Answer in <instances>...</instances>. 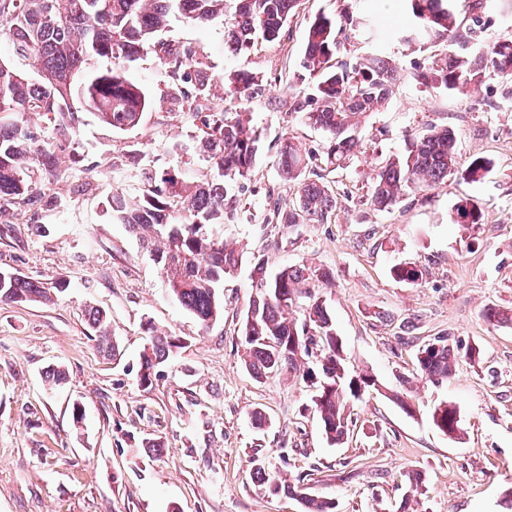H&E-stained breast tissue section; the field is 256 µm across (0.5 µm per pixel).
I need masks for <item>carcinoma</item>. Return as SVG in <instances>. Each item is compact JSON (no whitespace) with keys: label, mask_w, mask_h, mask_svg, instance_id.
Returning <instances> with one entry per match:
<instances>
[{"label":"carcinoma","mask_w":512,"mask_h":512,"mask_svg":"<svg viewBox=\"0 0 512 512\" xmlns=\"http://www.w3.org/2000/svg\"><path fill=\"white\" fill-rule=\"evenodd\" d=\"M409 24L400 31L406 43H443L418 74L421 84L450 94L468 93L496 77L512 82V36H504L486 50L460 45L464 25L458 0H402ZM302 0H0V32L11 46L10 59L0 67V201L36 202L37 176L57 169L54 148L45 146L30 120L43 117L68 140L77 112L94 113L116 131L140 123L150 105L148 93L126 76V63L143 53L156 55L172 79L170 97L181 111L199 121V151L217 175L189 181L180 171L143 172L147 184L140 197L112 194V217L125 225L149 249L167 282L168 292L204 328L223 315L224 278L235 273L241 257L215 236V226L234 217L237 198L229 194L232 182L247 177L260 149L261 131L249 113L224 109V97L237 99L254 84V76L237 73L228 78L224 94L212 93L206 63L191 47H172L159 39L170 14L206 26L224 22V50L236 55L255 45L280 38ZM336 21L318 14L310 21L304 49V69L316 77L312 108L304 112L307 125L329 137L326 166H342L358 145L360 118L378 111L391 98L397 77L395 61L370 53L355 62L331 63L335 53ZM458 132L435 127L414 139L405 154L391 156L373 176L370 206L385 211L399 204L407 188L424 190L450 176L477 181L489 172L491 161L477 156L458 166ZM312 156L295 138L284 139L278 152L281 177L296 187V205L277 209L282 224L324 221L337 197L324 176L310 166ZM463 225L480 223L482 212L470 200L457 203ZM394 278L408 283L422 279L416 266L397 265ZM329 279V272L306 264L290 265L273 276L260 278L258 294L250 303L243 327L245 365L258 378L271 373L302 370V379L316 388L313 398L322 431L332 445L343 443L352 426L348 397L358 398L376 388L368 374L350 376L344 367L342 341L336 335L324 302L312 288ZM309 302L302 318L294 315L293 298ZM51 289L18 275L0 277V303L49 302ZM88 323L103 352L117 355L107 316L88 310ZM486 321L511 324L512 310L490 306ZM147 343L140 354V381L152 382L155 370L178 348L170 336L148 326ZM480 349L460 353L446 336L416 349L417 374L434 383L450 378L459 362L474 364ZM441 432L461 431L455 405L441 402L432 412ZM253 479L273 494L300 498L303 512H333L335 503L293 486L278 472L255 460Z\"/></svg>","instance_id":"obj_1"}]
</instances>
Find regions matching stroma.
I'll use <instances>...</instances> for the list:
<instances>
[{
    "label": "stroma",
    "instance_id": "stroma-1",
    "mask_svg": "<svg viewBox=\"0 0 512 512\" xmlns=\"http://www.w3.org/2000/svg\"><path fill=\"white\" fill-rule=\"evenodd\" d=\"M373 6L383 29L378 42H365L348 22L359 0H303L281 39L235 56L224 52L221 23L171 17L165 40L204 56L213 91H222L230 73L260 79L251 98L225 102L251 112L262 141L251 173L232 186L237 216L215 229L242 262L225 278L224 314L208 329L169 295L151 253L112 219L113 192L141 194L142 169L174 167L197 181L214 174L199 158L192 119L165 98L169 79L155 55L127 65L129 80L153 97L134 130L112 131L83 111L62 144L52 124L38 122L41 141L59 148L58 169L37 181V204L0 215V269L66 287L47 304H0V512H302L296 497L255 485L256 457L288 480L304 476L309 493L335 502V512H506L512 325L490 324L483 310L512 309V98L496 79L459 95L424 87L416 75L434 45L395 39L392 28L406 17L396 0ZM319 13L340 28L335 61L379 51L395 59L400 76L385 107L360 123L354 154L327 175L339 201L335 214L324 224H273L275 207L296 202L275 165L281 141L296 136L318 156L328 145L298 111L312 86L302 67L306 32ZM508 33L512 10L486 0L472 47L488 48ZM435 125L458 131L461 164L485 156L491 171L477 182L451 177L410 190L391 211L373 210L374 170ZM463 199L483 212L468 230L453 220ZM302 263L331 274L318 293L348 372L371 374L381 385L348 400L353 426L336 446L301 377L258 379L244 364L255 265L271 275ZM399 264L419 267L422 279L398 281L391 270ZM92 306L107 313L118 357L99 352L85 316ZM409 322L420 340L447 336L479 347V363L462 365L442 384L417 379L416 349L402 337ZM149 324L179 346L144 385L140 353ZM52 365L65 372L61 386L44 378ZM402 389L412 412L392 398ZM442 400L460 411L456 437L432 423ZM257 411L263 424L253 419ZM148 440L159 450H147ZM409 471L424 479L411 497Z\"/></svg>",
    "mask_w": 512,
    "mask_h": 512
}]
</instances>
